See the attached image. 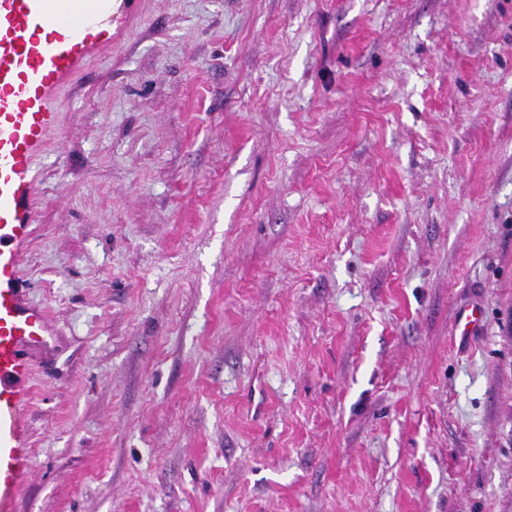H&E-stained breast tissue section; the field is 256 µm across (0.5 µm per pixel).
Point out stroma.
I'll return each instance as SVG.
<instances>
[{
    "label": "stroma",
    "instance_id": "35a3bbf8",
    "mask_svg": "<svg viewBox=\"0 0 512 512\" xmlns=\"http://www.w3.org/2000/svg\"><path fill=\"white\" fill-rule=\"evenodd\" d=\"M112 17L35 159L0 512H512V0ZM483 312L478 304H469L458 311L455 334L460 342L466 343L480 327Z\"/></svg>",
    "mask_w": 512,
    "mask_h": 512
}]
</instances>
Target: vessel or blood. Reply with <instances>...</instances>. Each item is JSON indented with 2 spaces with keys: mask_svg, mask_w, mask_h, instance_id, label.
I'll use <instances>...</instances> for the list:
<instances>
[{
  "mask_svg": "<svg viewBox=\"0 0 512 512\" xmlns=\"http://www.w3.org/2000/svg\"><path fill=\"white\" fill-rule=\"evenodd\" d=\"M43 0H0V414L20 415L12 386L27 367L24 351L47 343L43 310L20 299L21 248L33 222L32 166L60 124L52 103L102 39L105 13L72 23L42 6ZM479 305L461 308L455 334L467 342L480 327Z\"/></svg>",
  "mask_w": 512,
  "mask_h": 512,
  "instance_id": "1",
  "label": "vessel or blood"
}]
</instances>
